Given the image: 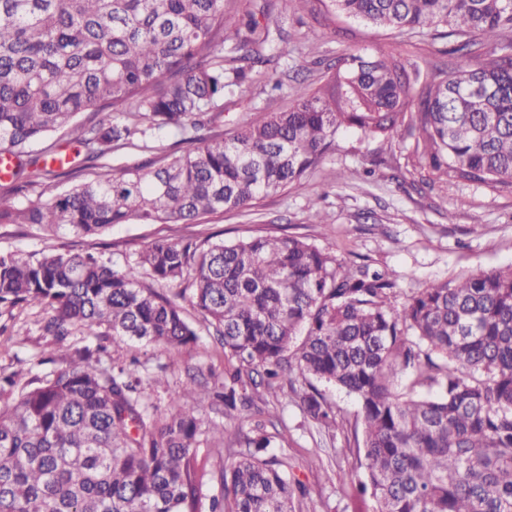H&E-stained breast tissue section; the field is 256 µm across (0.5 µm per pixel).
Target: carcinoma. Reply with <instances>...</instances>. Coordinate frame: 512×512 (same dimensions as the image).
<instances>
[{"label": "carcinoma", "mask_w": 512, "mask_h": 512, "mask_svg": "<svg viewBox=\"0 0 512 512\" xmlns=\"http://www.w3.org/2000/svg\"><path fill=\"white\" fill-rule=\"evenodd\" d=\"M327 2L331 16L439 32L456 67L415 95L399 46L351 55L327 86L218 134L224 95L269 61L270 26L254 13L228 27L224 0H0V151L15 160L0 224L74 236L197 224L302 189L342 130L388 139L403 124L414 169L512 187V0ZM483 41L503 54L479 58ZM108 107L116 115L75 123ZM160 130L186 148L149 144ZM59 131L87 162L65 189L72 169L56 162L59 145L28 151ZM135 139L160 160L110 169ZM37 188L49 198L29 199ZM144 275L178 289L160 292ZM396 286L294 235L159 239L123 266L93 253L0 252V316L37 305L54 342L98 341L42 377L0 371V512H296L306 490L263 456L274 435L242 434L248 454L214 468L200 436L224 425L202 399L174 392L161 411L138 389V360L90 363L103 340L169 353L196 343L186 300L237 364L208 394L224 413L253 405L250 385L276 396L286 372L301 378L292 391L306 418L328 431L340 427L338 407L318 385L357 398L364 477L344 478L370 493L372 512H512V265L430 284L399 307Z\"/></svg>", "instance_id": "1"}]
</instances>
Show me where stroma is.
Returning <instances> with one entry per match:
<instances>
[{
  "mask_svg": "<svg viewBox=\"0 0 512 512\" xmlns=\"http://www.w3.org/2000/svg\"><path fill=\"white\" fill-rule=\"evenodd\" d=\"M226 15L237 20L246 12L267 4L269 14L281 31L280 40L271 43L266 54L268 73L276 74L289 89L288 95L270 99L262 83H251L248 92L224 97V127L278 112L291 104L293 92L323 85L328 63L349 55H376L394 41L388 30L362 20L339 16L333 25L313 26L311 11H326V0H315L312 10L295 0H225ZM408 70L415 88H422L450 71L454 60L445 54L444 40L414 35L404 39ZM289 54H282V46ZM410 141L396 135L386 141L355 131L341 133L335 149L306 179L299 191H290L258 200L251 211L223 213L206 217L200 224H117L101 235L48 237L31 224H0V252H35L54 247L62 252H96L122 265L134 260L151 242L165 238L174 242L237 241L254 236L293 234L344 260L368 259L373 267L396 272L403 303L406 294L431 283L448 280L465 271L491 269L512 264V188L493 190L470 182L424 183L408 160ZM316 200L325 218L312 223L307 205ZM185 318L196 328L197 344L176 355L164 350L131 343L103 362L137 355L144 365L140 390L150 403L167 408L171 391L183 390L189 377L207 384L224 380L226 363L222 350L210 336L200 313L184 305ZM40 308L16 311L0 322L17 320L20 334L0 335V368L21 371L23 378L45 375L51 364L43 363L44 353L61 358L71 354L80 341L68 339L53 345L42 331ZM167 364V389L152 383L157 363ZM327 398L336 404L343 426L327 431L307 422L293 395L276 402V430L279 439L266 455L286 462L291 479L308 492L302 512H371L369 495L342 483V472L358 468L364 454L358 448L355 432L360 427L358 404L354 397L326 388ZM256 408L225 419L221 440L202 437L199 451L211 463L233 459L245 452L239 442L240 428L265 422ZM221 455H212L214 447Z\"/></svg>",
  "mask_w": 512,
  "mask_h": 512,
  "instance_id": "obj_1",
  "label": "stroma"
}]
</instances>
